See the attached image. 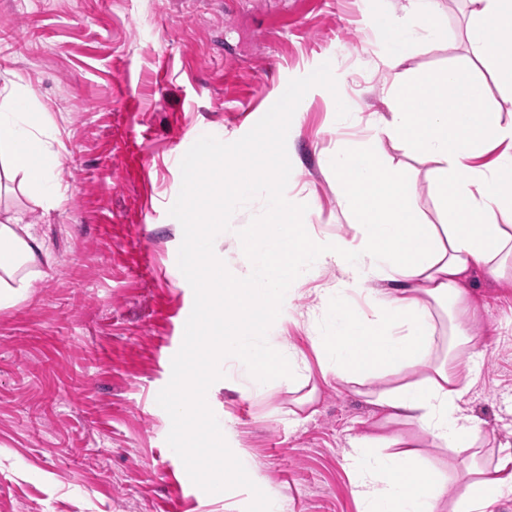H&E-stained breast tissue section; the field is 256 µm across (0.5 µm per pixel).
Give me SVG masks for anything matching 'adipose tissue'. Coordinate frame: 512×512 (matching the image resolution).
<instances>
[{
    "instance_id": "1",
    "label": "adipose tissue",
    "mask_w": 512,
    "mask_h": 512,
    "mask_svg": "<svg viewBox=\"0 0 512 512\" xmlns=\"http://www.w3.org/2000/svg\"><path fill=\"white\" fill-rule=\"evenodd\" d=\"M468 2L475 57L512 84V54L500 50L512 38V0ZM436 16V0H409L404 19L390 23L391 50L381 60L394 71L385 91L389 113L373 124L368 145L339 144L325 160L353 218L351 238L316 232L292 197L275 193L263 223L220 242L212 228L224 221V203L241 202L251 189V170L221 182L223 203L209 210L194 239L195 248L214 252L227 245L247 258L250 272L230 286L206 281L211 300L192 347L232 349L257 391L273 376L309 381L304 355L272 350L266 331L287 319L294 285L322 266L339 271L329 310L336 328L313 339L320 371L385 412L347 454L361 512H487L512 493V451L490 468L479 461L480 428L462 408L469 382L457 362L473 345L463 320L469 276L480 269L504 281L512 266V118L484 106L481 83L464 69L419 79L399 71L409 40L447 41ZM40 126L16 90L0 91V177L57 204L59 155L41 139ZM390 143L429 163L439 223L425 220L414 181L391 165ZM50 256L35 225L21 213L7 215L0 222V305L26 298ZM377 277L384 287H372ZM406 425L468 460L464 497L447 501L446 477L427 472L418 436L403 433Z\"/></svg>"
}]
</instances>
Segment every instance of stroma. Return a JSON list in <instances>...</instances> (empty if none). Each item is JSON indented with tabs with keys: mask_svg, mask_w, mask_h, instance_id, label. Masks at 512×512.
<instances>
[{
	"mask_svg": "<svg viewBox=\"0 0 512 512\" xmlns=\"http://www.w3.org/2000/svg\"><path fill=\"white\" fill-rule=\"evenodd\" d=\"M406 0H0V87L15 82L43 116L58 150L64 198L53 208L15 192L0 213L23 211L38 225L53 263L27 298L0 308V512H245L251 493L208 494L172 481L171 428L157 396L181 344L178 321L194 300L172 265L183 240L168 209L182 184L178 153L212 135L231 143L276 102L291 79L330 63L347 82L356 117L339 122L324 88L310 89L287 141L286 188L315 230L350 236L324 166L338 138L364 140L372 114L388 111L390 49L380 23ZM446 42L414 44L401 68L425 76L474 66L488 107L512 113V86L490 63L475 64L467 0H439ZM390 162L412 178L428 222L438 223L430 165L403 149ZM338 272L322 267L295 288L283 346L315 360L313 315L333 300ZM470 295L479 370L463 407L480 423L479 459L512 451V285L474 272ZM206 400L273 512H358L346 453L378 417L373 405L312 368L306 388L270 381L258 393L236 365ZM426 466L448 476V499L465 488V466L420 437Z\"/></svg>",
	"mask_w": 512,
	"mask_h": 512,
	"instance_id": "1",
	"label": "stroma"
}]
</instances>
